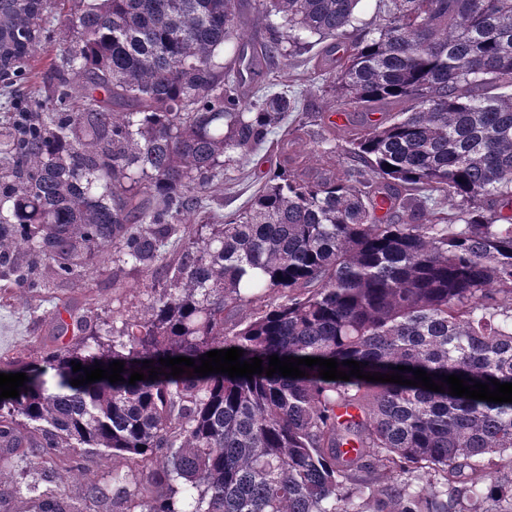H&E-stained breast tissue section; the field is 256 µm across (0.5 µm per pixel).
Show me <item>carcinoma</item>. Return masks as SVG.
<instances>
[{
    "label": "carcinoma",
    "instance_id": "carcinoma-1",
    "mask_svg": "<svg viewBox=\"0 0 512 512\" xmlns=\"http://www.w3.org/2000/svg\"><path fill=\"white\" fill-rule=\"evenodd\" d=\"M360 2L268 0L270 40L227 60L238 0H0L11 85L51 15L71 33L51 97L9 102L0 126V282L44 293L114 253L149 271L186 237L140 313L119 327L57 316L70 340L0 367L28 376L0 400V505L38 466L39 512H512V465L484 470L512 455V403L324 380L317 365L175 379L159 362L237 347L264 367L276 354L512 383V0H384L378 24ZM316 45L342 52L337 104L405 107L350 131L347 166L311 177L295 154L244 210L186 234L228 166L297 143L298 98L270 77L246 101L244 73ZM115 360L124 381L71 385V362ZM145 360L162 374L128 384ZM91 455L126 473L57 493Z\"/></svg>",
    "mask_w": 512,
    "mask_h": 512
}]
</instances>
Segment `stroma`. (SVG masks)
<instances>
[{
	"label": "stroma",
	"mask_w": 512,
	"mask_h": 512,
	"mask_svg": "<svg viewBox=\"0 0 512 512\" xmlns=\"http://www.w3.org/2000/svg\"><path fill=\"white\" fill-rule=\"evenodd\" d=\"M71 38L60 23H52L47 35L46 47L30 56L27 61V80L15 86L16 95L31 102L43 100L54 82L55 71L62 62V50ZM267 68L279 75L282 89L296 95L300 109L288 116V127H301L304 117L318 115L321 126L301 127L298 150L310 152L318 130H326L335 136L333 161L346 165L348 159V131L363 120L360 111L350 113L349 120L334 122L333 115L340 107L324 95L322 87L326 71L317 66L313 53H304L292 60L271 59ZM286 155L276 146H265L254 153L246 163L235 166L211 189L203 192L197 208L190 215L191 226L218 224L224 217L242 211L262 177L283 167ZM157 274L121 261H94L82 275L59 294L68 300L76 314L92 313L101 319L121 321L126 315L145 305L157 282ZM54 305L46 296L29 294L18 297L14 292L0 291V360L22 355H39L43 345L52 343L50 314Z\"/></svg>",
	"instance_id": "stroma-1"
}]
</instances>
